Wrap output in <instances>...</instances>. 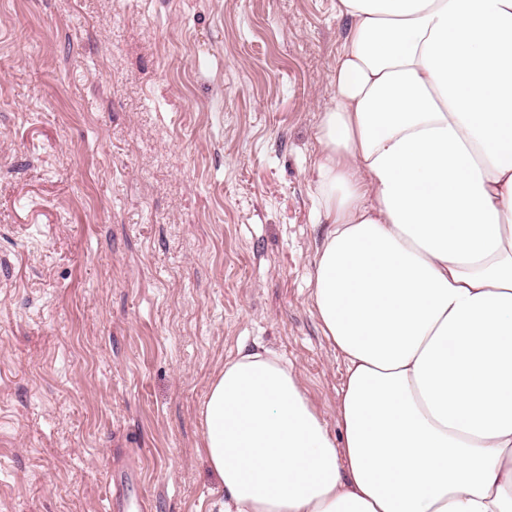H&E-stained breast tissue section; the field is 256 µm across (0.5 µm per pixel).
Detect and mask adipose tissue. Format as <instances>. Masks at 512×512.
<instances>
[{
    "label": "adipose tissue",
    "mask_w": 512,
    "mask_h": 512,
    "mask_svg": "<svg viewBox=\"0 0 512 512\" xmlns=\"http://www.w3.org/2000/svg\"><path fill=\"white\" fill-rule=\"evenodd\" d=\"M311 302L331 433L239 349L199 411L224 512H512V0H338Z\"/></svg>",
    "instance_id": "obj_1"
}]
</instances>
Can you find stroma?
I'll return each mask as SVG.
<instances>
[{
    "label": "stroma",
    "mask_w": 512,
    "mask_h": 512,
    "mask_svg": "<svg viewBox=\"0 0 512 512\" xmlns=\"http://www.w3.org/2000/svg\"><path fill=\"white\" fill-rule=\"evenodd\" d=\"M336 0H0V512H219L198 410L239 346L328 425L312 310Z\"/></svg>",
    "instance_id": "1"
}]
</instances>
